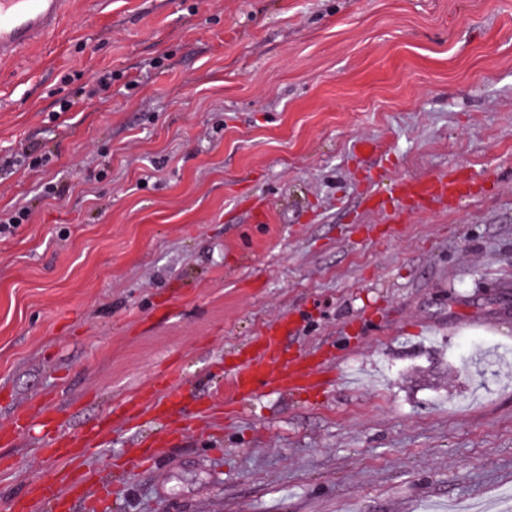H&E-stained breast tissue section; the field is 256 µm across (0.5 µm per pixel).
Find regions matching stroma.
Returning a JSON list of instances; mask_svg holds the SVG:
<instances>
[{
  "label": "stroma",
  "mask_w": 512,
  "mask_h": 512,
  "mask_svg": "<svg viewBox=\"0 0 512 512\" xmlns=\"http://www.w3.org/2000/svg\"><path fill=\"white\" fill-rule=\"evenodd\" d=\"M112 98L58 109L94 72ZM368 150H360V143ZM0 512L110 427L157 432L162 379L203 421L123 474L115 512H512V0H70L0 62ZM460 170L451 205L373 194ZM63 196H45L48 182ZM282 322L318 390L209 405Z\"/></svg>",
  "instance_id": "stroma-1"
}]
</instances>
